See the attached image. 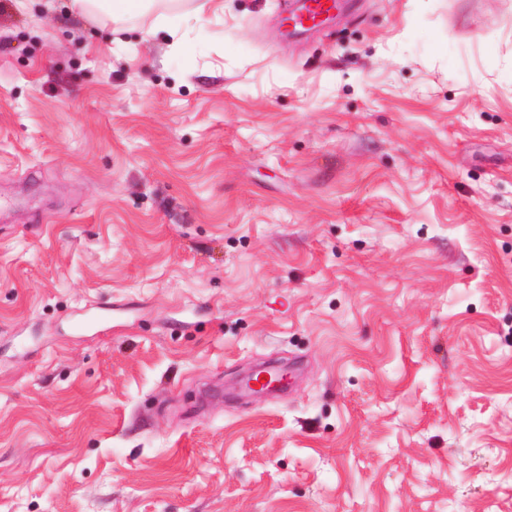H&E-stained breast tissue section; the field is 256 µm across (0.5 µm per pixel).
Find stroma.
<instances>
[{"instance_id":"1","label":"stroma","mask_w":512,"mask_h":512,"mask_svg":"<svg viewBox=\"0 0 512 512\" xmlns=\"http://www.w3.org/2000/svg\"><path fill=\"white\" fill-rule=\"evenodd\" d=\"M63 3L0 12V512H512V0ZM69 3L63 7L68 8L70 13L95 17L94 9L102 8L110 15L124 16L140 12L148 1L144 0H68ZM340 2L341 0H304L300 8L293 10L288 9L286 0L284 12L289 14L283 21L295 30L314 28L329 19L339 8ZM305 21H310V25L305 24Z\"/></svg>"}]
</instances>
